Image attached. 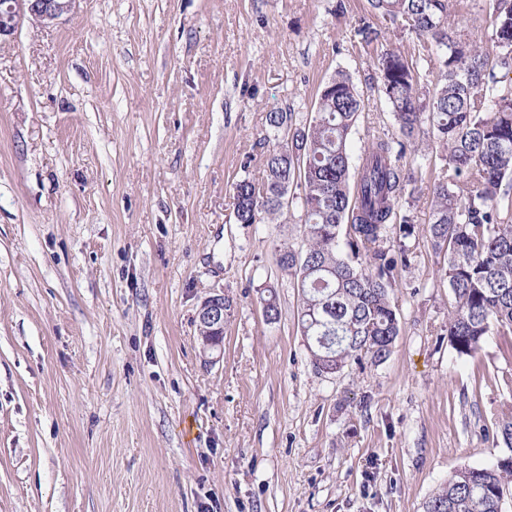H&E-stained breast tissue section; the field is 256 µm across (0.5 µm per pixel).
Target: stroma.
Listing matches in <instances>:
<instances>
[{
    "label": "stroma",
    "mask_w": 512,
    "mask_h": 512,
    "mask_svg": "<svg viewBox=\"0 0 512 512\" xmlns=\"http://www.w3.org/2000/svg\"><path fill=\"white\" fill-rule=\"evenodd\" d=\"M448 15L489 41V0ZM419 47L369 0H79L0 38V512H422L455 469L500 455L512 354L500 336L450 346L428 194L398 207L415 234L390 358L333 376L276 264L298 212L234 216L233 184L278 137L271 108L305 119L347 72L360 156L398 133L381 53L423 70ZM216 290L208 364L195 318Z\"/></svg>",
    "instance_id": "obj_1"
}]
</instances>
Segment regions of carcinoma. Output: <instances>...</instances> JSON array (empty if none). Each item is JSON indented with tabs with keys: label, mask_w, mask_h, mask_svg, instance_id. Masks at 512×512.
Returning a JSON list of instances; mask_svg holds the SVG:
<instances>
[{
	"label": "carcinoma",
	"mask_w": 512,
	"mask_h": 512,
	"mask_svg": "<svg viewBox=\"0 0 512 512\" xmlns=\"http://www.w3.org/2000/svg\"><path fill=\"white\" fill-rule=\"evenodd\" d=\"M401 17L438 70L424 81L400 51L378 60L379 90L400 136L376 137L352 165L350 139L361 110L353 80L337 72L320 90L316 109L301 122L274 108L269 126L284 132L263 156L262 176L233 187L235 218L255 224L288 216L277 198L296 187L301 252L288 243L281 269L296 280L298 327L316 372L338 373L364 359L386 361L399 335L390 290L411 263L404 240L413 217L395 224L400 200L421 190L403 172L406 150L423 148L429 123L443 165L426 189L431 197L429 238L443 256L451 302L448 342L474 356L493 336L512 334V91L498 89L495 69L512 67V0H492V41L498 53L463 36L448 19V0H370ZM401 238L391 244V235ZM496 446L507 449L490 466H462L424 503V512H502L512 487V405L495 421Z\"/></svg>",
	"instance_id": "obj_1"
}]
</instances>
